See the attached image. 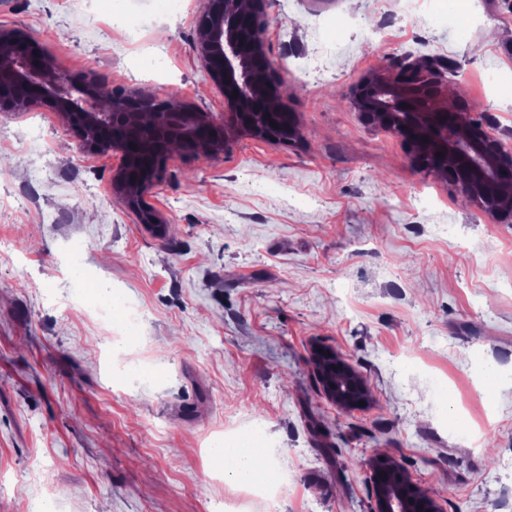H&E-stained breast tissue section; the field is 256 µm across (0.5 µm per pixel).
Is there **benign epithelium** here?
<instances>
[{
    "mask_svg": "<svg viewBox=\"0 0 512 512\" xmlns=\"http://www.w3.org/2000/svg\"><path fill=\"white\" fill-rule=\"evenodd\" d=\"M251 10L253 23L244 31L239 0H208L195 25L193 48L224 89V111L219 114L138 88L112 92L105 105L99 86L56 75L51 54L39 50L29 36L5 29L0 30V112L48 104L82 148L119 154L112 195L162 237L166 220L149 194L174 145L195 151L204 142L218 155L228 149L232 134L290 145L299 139L284 81L269 58L264 0H251ZM14 84L25 88L24 98L6 93ZM347 98L365 123L403 141L421 170L433 171L428 159L443 153L448 180L486 214L512 222V156L498 151L499 139L488 116L467 123L451 119L445 73L417 60L404 67L384 64ZM114 126L128 129L130 141L112 139ZM311 364L336 405L353 408L366 399L365 380L333 349H313ZM365 466L374 488L373 512H441L437 498L413 493V482L395 458L374 456Z\"/></svg>",
    "mask_w": 512,
    "mask_h": 512,
    "instance_id": "7a95c632",
    "label": "benign epithelium"
}]
</instances>
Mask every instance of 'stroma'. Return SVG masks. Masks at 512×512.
<instances>
[{"instance_id": "stroma-1", "label": "stroma", "mask_w": 512, "mask_h": 512, "mask_svg": "<svg viewBox=\"0 0 512 512\" xmlns=\"http://www.w3.org/2000/svg\"><path fill=\"white\" fill-rule=\"evenodd\" d=\"M205 2L0 0V29L60 75L220 112L192 45ZM405 2L265 0L300 139L175 151L150 194L164 238L113 197L117 154L82 149L51 106L0 112V512H213L238 484L210 482V444L253 419L288 468L277 512H372L377 454L442 512H512V223L346 98L424 58L512 143V0H428L421 24ZM76 264L120 307L100 314ZM129 306L145 318L126 338ZM316 343L363 375L366 406L325 397Z\"/></svg>"}]
</instances>
